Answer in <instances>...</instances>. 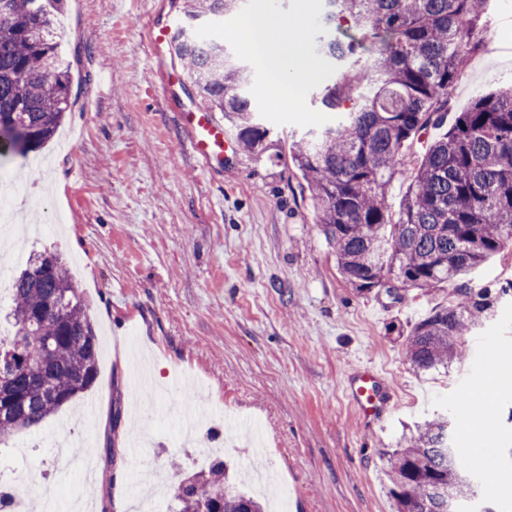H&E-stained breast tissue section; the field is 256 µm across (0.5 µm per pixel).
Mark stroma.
Returning <instances> with one entry per match:
<instances>
[{
	"instance_id": "1",
	"label": "stroma",
	"mask_w": 512,
	"mask_h": 512,
	"mask_svg": "<svg viewBox=\"0 0 512 512\" xmlns=\"http://www.w3.org/2000/svg\"><path fill=\"white\" fill-rule=\"evenodd\" d=\"M182 0H64L59 41L74 57L77 103L55 136L26 155H0V173L29 193L33 230L14 227L4 269L59 252L104 350L93 385L50 417L31 447L0 443V469L24 475L22 505L53 481L60 501L83 489L79 472L49 453L76 431L91 439L98 501L131 507L141 461L176 486L196 452L158 403L177 386L192 404L261 423L272 468L294 490L292 512H394L384 451L407 445L414 423L443 415L455 448L512 447V382L492 392L485 427L465 429V402L502 362L512 363V296L466 338L470 356L429 371L404 355L412 326L447 304L448 288L393 299L343 278L298 169L293 139L333 124L319 93L335 75L319 63L299 105L273 101L262 60L235 29L259 0H244L212 38L251 73L246 91L272 144L234 154L203 174L176 112L200 98L191 83L166 94L173 54L150 50V17ZM480 47L448 97L449 114L512 86V6L489 0ZM378 369L393 391L385 421L364 424L348 401L349 377ZM95 402L92 420L79 419ZM124 420L113 427V412ZM126 463L113 468L108 447Z\"/></svg>"
}]
</instances>
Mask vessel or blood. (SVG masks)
I'll return each mask as SVG.
<instances>
[{"label": "vessel or blood", "mask_w": 512, "mask_h": 512, "mask_svg": "<svg viewBox=\"0 0 512 512\" xmlns=\"http://www.w3.org/2000/svg\"><path fill=\"white\" fill-rule=\"evenodd\" d=\"M179 116L192 153L203 171H211L213 159L234 147L224 132L223 124L213 112L198 106L182 107ZM346 395L358 413L367 420L382 419L390 406L389 386L373 368L353 374L347 382Z\"/></svg>", "instance_id": "obj_1"}]
</instances>
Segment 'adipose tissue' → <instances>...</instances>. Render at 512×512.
Masks as SVG:
<instances>
[{
	"mask_svg": "<svg viewBox=\"0 0 512 512\" xmlns=\"http://www.w3.org/2000/svg\"><path fill=\"white\" fill-rule=\"evenodd\" d=\"M235 34L245 38L263 60L278 98L299 103L302 82L314 68L296 48L300 26L285 24L263 11L252 16L250 22L240 23Z\"/></svg>",
	"mask_w": 512,
	"mask_h": 512,
	"instance_id": "adipose-tissue-1",
	"label": "adipose tissue"
}]
</instances>
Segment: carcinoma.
<instances>
[{
	"label": "carcinoma",
	"instance_id": "obj_1",
	"mask_svg": "<svg viewBox=\"0 0 512 512\" xmlns=\"http://www.w3.org/2000/svg\"><path fill=\"white\" fill-rule=\"evenodd\" d=\"M64 0H0V152L24 155L47 142L71 111V61L53 36ZM243 0H183L181 33L171 46L201 101L224 116L240 151L268 149L245 87L247 70L224 43L199 35ZM487 0H323L309 28L314 55L341 66L322 87L334 124L294 143L292 160L333 247L338 269L359 291L427 290L454 282L448 305L418 321L405 354L419 370L467 357L464 336L494 315L495 301L466 276L512 244V94L499 90L458 113L449 129L422 143L448 118V90L479 46ZM423 152L399 210L388 190L406 151ZM0 337V442L38 431L98 372L95 330L69 269L55 253L33 255L11 281ZM396 512H461L474 480L448 441V421L420 427L387 454ZM180 512H264L239 489L224 459L186 475Z\"/></svg>",
	"mask_w": 512,
	"mask_h": 512
}]
</instances>
